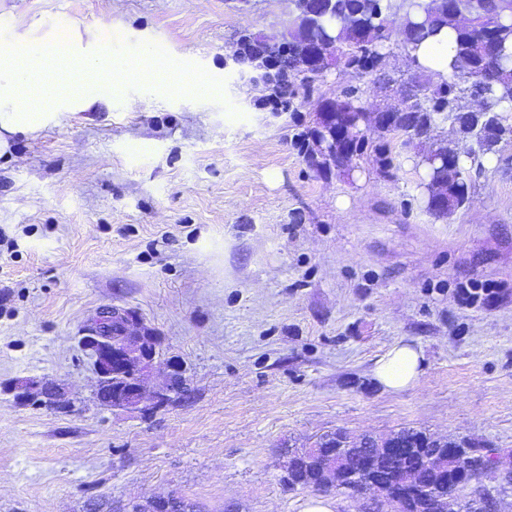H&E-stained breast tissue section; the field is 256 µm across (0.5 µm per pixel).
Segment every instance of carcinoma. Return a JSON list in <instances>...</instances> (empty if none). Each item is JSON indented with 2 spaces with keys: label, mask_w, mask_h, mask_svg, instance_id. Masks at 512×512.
I'll return each mask as SVG.
<instances>
[{
  "label": "carcinoma",
  "mask_w": 512,
  "mask_h": 512,
  "mask_svg": "<svg viewBox=\"0 0 512 512\" xmlns=\"http://www.w3.org/2000/svg\"><path fill=\"white\" fill-rule=\"evenodd\" d=\"M390 5L383 0H301L296 4L297 30L288 42V59L269 65L265 37L244 32L233 43L237 67L241 73H254L266 91L263 108L271 112H300L311 108L316 112H333L336 125L349 130L336 146V156L316 163L318 168H336L343 172L351 159L370 150L379 166L387 171L392 158L386 146L375 144L374 130L406 137H426L433 127L449 124L468 146L460 152L437 148L424 156L422 165L429 179L428 187L441 193V204L433 198L426 209L445 217L469 203L472 182L462 159L480 164L482 158L494 155L508 135L502 112L512 107V15L500 0H433V8L420 22H410L403 31V43H416L443 26L455 30L457 58L448 78L416 76L402 82L403 103L383 112H368L362 104L367 87L351 84L334 98H328L318 86L325 72L311 54L323 45L336 53L334 62L359 78L371 77L375 83L391 84L384 64L383 49L389 39ZM469 12L472 24L459 26L451 22L456 12ZM296 144L313 157L317 147L313 129L296 134ZM409 447L399 454L418 460L432 452L427 431L413 427L396 431ZM304 449L289 451L288 486L315 488V467L303 461ZM420 484L434 487L439 495L449 498L444 512H476L477 503L454 495L448 496V476L422 467L417 472Z\"/></svg>",
  "instance_id": "obj_1"
}]
</instances>
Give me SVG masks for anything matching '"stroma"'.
<instances>
[{
	"mask_svg": "<svg viewBox=\"0 0 512 512\" xmlns=\"http://www.w3.org/2000/svg\"><path fill=\"white\" fill-rule=\"evenodd\" d=\"M296 17L292 0H0L10 40L156 42L224 82L169 99L95 81L36 130L0 126V512L171 492L300 512L314 491L285 482L288 452L337 429L512 456V141L447 217L426 210L421 161L462 147L449 125L374 134L387 173L369 152L347 174L311 166L292 138L315 114L260 109L224 66L240 31L279 40ZM481 283L495 293L464 302ZM105 305L160 332L189 399L146 418L100 405L82 338ZM402 339L424 367L391 392L371 370ZM22 377L64 409L17 404ZM399 435L401 441H406L410 447L399 448V454L409 460H419L421 457L428 456L432 452L431 440L432 435L427 431L413 427L402 428L396 432H392L387 437Z\"/></svg>",
	"mask_w": 512,
	"mask_h": 512,
	"instance_id": "stroma-1",
	"label": "stroma"
}]
</instances>
